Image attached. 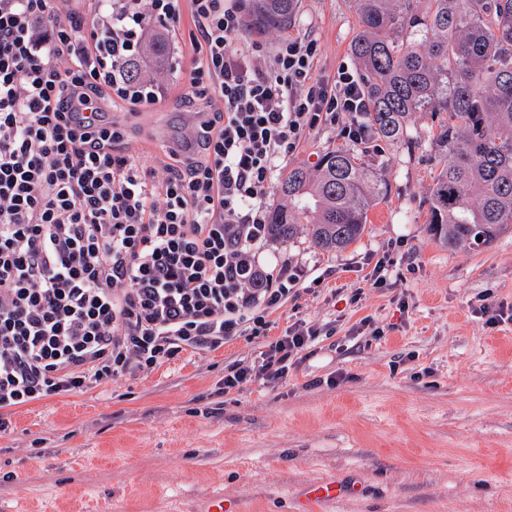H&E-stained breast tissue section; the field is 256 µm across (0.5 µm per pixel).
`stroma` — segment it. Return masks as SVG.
Returning <instances> with one entry per match:
<instances>
[{
  "instance_id": "stroma-1",
  "label": "stroma",
  "mask_w": 512,
  "mask_h": 512,
  "mask_svg": "<svg viewBox=\"0 0 512 512\" xmlns=\"http://www.w3.org/2000/svg\"><path fill=\"white\" fill-rule=\"evenodd\" d=\"M196 28L170 32L173 71L153 78L156 103L115 104L132 154L167 162L189 140L201 101L183 70ZM354 0H299L287 32L315 39L318 77L353 62ZM436 123L412 113L406 138L357 149L389 183L359 241L326 251L273 241L269 268L288 261L318 288L271 314L272 335L296 321L318 334L285 380L218 393L261 340L188 353L150 373L15 408L0 433V512H195L212 495L244 512H292L300 489L336 477L357 493L315 512H512V320L488 323L485 294L512 307V227L488 247L451 248L428 231L437 170ZM383 287H371L378 260Z\"/></svg>"
}]
</instances>
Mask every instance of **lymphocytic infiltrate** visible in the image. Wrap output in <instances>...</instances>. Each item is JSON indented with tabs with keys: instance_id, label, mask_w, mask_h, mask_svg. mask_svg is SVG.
<instances>
[{
	"instance_id": "lymphocytic-infiltrate-1",
	"label": "lymphocytic infiltrate",
	"mask_w": 512,
	"mask_h": 512,
	"mask_svg": "<svg viewBox=\"0 0 512 512\" xmlns=\"http://www.w3.org/2000/svg\"><path fill=\"white\" fill-rule=\"evenodd\" d=\"M0 0V432L13 408L151 372L186 351L265 338L224 390L287 377L315 339L296 322L270 337L269 314L299 295L303 273L268 268L267 198L275 174L320 126L361 144L369 105L356 70L315 75L318 44L283 39L240 58L239 0ZM198 29L184 71L215 104L199 152L140 165L106 102H157L123 86L122 61L148 24Z\"/></svg>"
}]
</instances>
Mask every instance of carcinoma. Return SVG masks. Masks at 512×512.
Returning <instances> with one entry per match:
<instances>
[{"instance_id":"cac0c4a2","label":"carcinoma","mask_w":512,"mask_h":512,"mask_svg":"<svg viewBox=\"0 0 512 512\" xmlns=\"http://www.w3.org/2000/svg\"><path fill=\"white\" fill-rule=\"evenodd\" d=\"M254 35L288 28L298 0H246ZM356 0L360 31L350 50L370 103L368 125L382 141L404 138L413 112L437 117L443 154L429 201V231L448 246L492 244L512 224V0ZM171 68L165 34L145 46ZM127 85L144 86L140 64ZM286 203L269 212L276 240L308 237L342 250L367 229V214L387 183L346 150L295 166L280 185ZM482 241H477V236Z\"/></svg>"}]
</instances>
